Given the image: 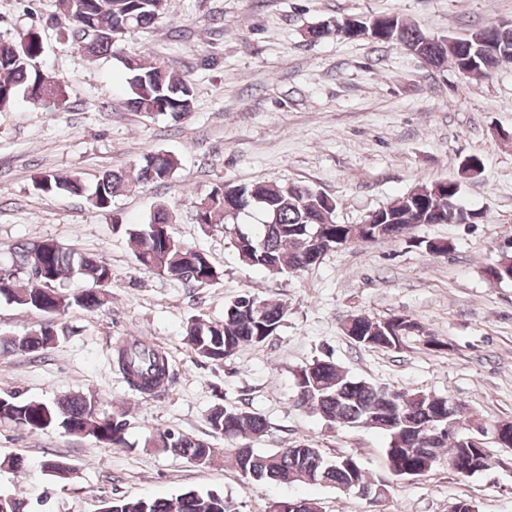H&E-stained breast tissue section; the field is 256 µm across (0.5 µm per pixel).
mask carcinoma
Listing matches in <instances>:
<instances>
[{
    "instance_id": "carcinoma-1",
    "label": "carcinoma",
    "mask_w": 512,
    "mask_h": 512,
    "mask_svg": "<svg viewBox=\"0 0 512 512\" xmlns=\"http://www.w3.org/2000/svg\"><path fill=\"white\" fill-rule=\"evenodd\" d=\"M58 20L64 21L79 49L99 57L112 53L122 37L134 29L155 26L166 14L167 0H55ZM333 36L342 40L366 39L373 43L395 44L420 56L429 66L452 64L462 74L486 77L504 65H512V34L502 25H488L464 38L451 35L429 37L397 15L372 19L336 18L307 29L311 41ZM45 51L42 35L31 28L15 37H0V112L9 110L17 97L25 95L42 105L66 102L68 92L60 79H48L35 68ZM128 73V103L149 117L163 115L173 120L189 117L194 109L191 83L172 72L165 61L145 64L138 55L124 58ZM178 168L170 153L143 157L135 182L142 186L167 182ZM481 172V159L462 160L457 176L439 185H419L391 199L370 216L373 228L383 238H404L410 246L437 255L434 239L413 234L421 224H477L478 212L459 206L462 180ZM131 182L121 171L99 174L93 190L79 176L62 177L45 171L33 181L44 194L58 191L80 197L90 208L102 213L112 209L114 197L128 190ZM255 209L263 216L255 224H241L239 217ZM336 201L313 188L267 180L253 184L224 183L213 187L194 205L195 222L210 229L224 225L239 261L271 275L294 274L313 267L311 252L328 247L342 248L365 241L351 224H338ZM113 233L128 237L135 245L138 266L188 286H202L218 280L222 273L201 249L176 239L169 230V212L158 205L140 224H115ZM15 262L0 266V299L37 310L48 317L28 333L4 342L13 351L38 352L56 344L68 334L57 319L72 307L96 312L106 303V287L112 270L93 254H82L53 240L24 242L15 248ZM491 280L512 281V256L504 255L489 265ZM76 274L91 284L78 293L64 291V280ZM245 293L224 308V319L188 320L184 340L194 354L219 364L244 345H259L276 336L288 317V304L281 300L259 301ZM357 334L351 340L363 347L399 350L407 336L429 335L409 316L377 318L359 315ZM114 366L129 388L148 398H157L169 382V360L161 348L138 339L116 343ZM295 406L319 416L330 428L338 425L377 430L387 438L388 467L399 478L430 472L446 457L455 470L476 473L489 466V449L477 455L465 449L460 436L434 428L436 420L448 417L449 406L469 419L467 408L444 395L386 390L356 379L330 359H316L296 374ZM212 432L238 439L234 448L224 449V466L240 472L246 480L283 484H323L343 491L352 483H368L367 475L351 454L326 456L310 439L295 445L259 452L251 441L268 428L267 420L248 403H217L208 415ZM0 424L31 433L62 430L88 438L102 447L126 446L125 415L107 413L92 394L65 395L53 400H36L20 393L0 395ZM159 447L207 468L217 464L214 450L206 443L165 430ZM42 470L55 482L69 479L72 468L59 456H48ZM0 512H28L25 500L0 493ZM103 512H238L233 500L216 491L188 490L171 498L113 496L104 501Z\"/></svg>"
}]
</instances>
